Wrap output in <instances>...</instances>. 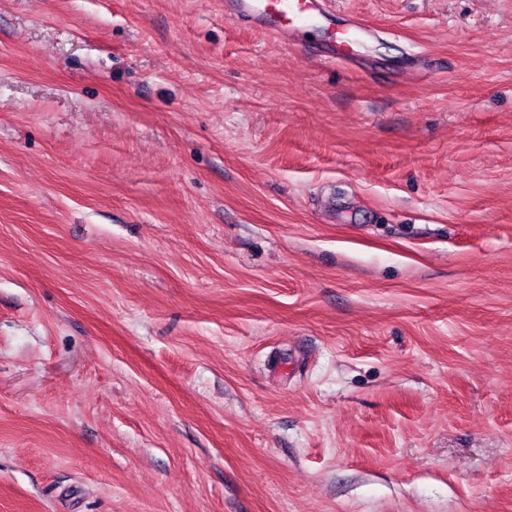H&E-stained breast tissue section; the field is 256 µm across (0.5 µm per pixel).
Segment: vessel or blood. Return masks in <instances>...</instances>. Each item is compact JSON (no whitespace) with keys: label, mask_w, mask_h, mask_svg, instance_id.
<instances>
[{"label":"vessel or blood","mask_w":512,"mask_h":512,"mask_svg":"<svg viewBox=\"0 0 512 512\" xmlns=\"http://www.w3.org/2000/svg\"><path fill=\"white\" fill-rule=\"evenodd\" d=\"M225 11L251 20L263 33L281 39L316 25L327 15L325 0H227ZM372 35V29L362 25L332 30L328 33L327 48L333 55L346 57Z\"/></svg>","instance_id":"obj_1"}]
</instances>
